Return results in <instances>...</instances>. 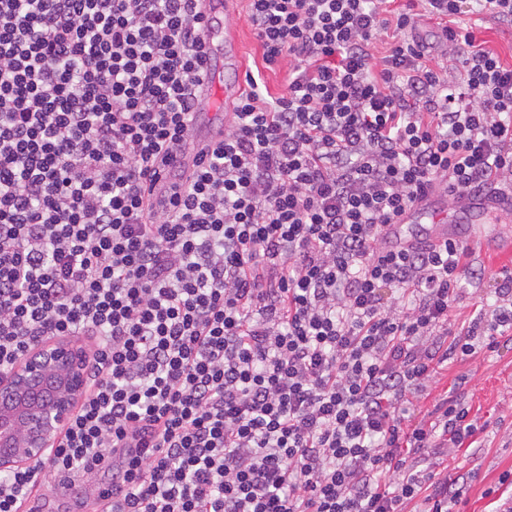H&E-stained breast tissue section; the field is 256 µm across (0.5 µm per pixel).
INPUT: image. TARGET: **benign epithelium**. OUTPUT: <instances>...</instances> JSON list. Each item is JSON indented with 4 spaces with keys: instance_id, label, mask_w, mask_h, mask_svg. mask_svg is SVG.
Instances as JSON below:
<instances>
[{
    "instance_id": "benign-epithelium-1",
    "label": "benign epithelium",
    "mask_w": 512,
    "mask_h": 512,
    "mask_svg": "<svg viewBox=\"0 0 512 512\" xmlns=\"http://www.w3.org/2000/svg\"><path fill=\"white\" fill-rule=\"evenodd\" d=\"M87 353L53 338L0 371V470L28 466L52 448L85 395Z\"/></svg>"
}]
</instances>
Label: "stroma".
<instances>
[{"instance_id": "stroma-1", "label": "stroma", "mask_w": 512, "mask_h": 512, "mask_svg": "<svg viewBox=\"0 0 512 512\" xmlns=\"http://www.w3.org/2000/svg\"><path fill=\"white\" fill-rule=\"evenodd\" d=\"M478 38L502 57L512 56V23H504L485 13L469 15ZM474 261L483 269L482 279L462 283L453 309L457 323L473 319L477 308L494 301V277L498 271L482 252ZM429 399H414L409 414L412 421L423 418L433 401L449 397L464 403L485 430L468 448L449 449L444 461L449 472L469 474L466 502L461 512H498L505 500H512V339L500 338L494 351L449 363L430 388Z\"/></svg>"}]
</instances>
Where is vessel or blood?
Listing matches in <instances>:
<instances>
[{
    "instance_id": "b4317fda",
    "label": "vessel or blood",
    "mask_w": 512,
    "mask_h": 512,
    "mask_svg": "<svg viewBox=\"0 0 512 512\" xmlns=\"http://www.w3.org/2000/svg\"><path fill=\"white\" fill-rule=\"evenodd\" d=\"M225 6V0H204L209 18L205 58L210 62L220 57L232 61L237 58L236 41L222 23ZM218 115L210 100L202 99L191 121L198 139H218ZM505 209H512V196L503 199L481 192L452 201L445 191H435L420 198L396 223L387 225L382 244L390 250H402L424 241L448 240L477 244L488 253L512 259V242L495 240L485 234L486 224L492 223L495 215Z\"/></svg>"
}]
</instances>
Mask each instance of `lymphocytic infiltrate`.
Instances as JSON below:
<instances>
[{
    "mask_svg": "<svg viewBox=\"0 0 512 512\" xmlns=\"http://www.w3.org/2000/svg\"><path fill=\"white\" fill-rule=\"evenodd\" d=\"M475 11L512 22V0H248L262 69L197 147L201 0H0V370L89 340L84 399L0 475V512L107 468L83 512H455L439 451L482 427L407 403L512 333V270L457 328L472 248L380 240L427 192L512 189V62Z\"/></svg>",
    "mask_w": 512,
    "mask_h": 512,
    "instance_id": "lymphocytic-infiltrate-1",
    "label": "lymphocytic infiltrate"
}]
</instances>
